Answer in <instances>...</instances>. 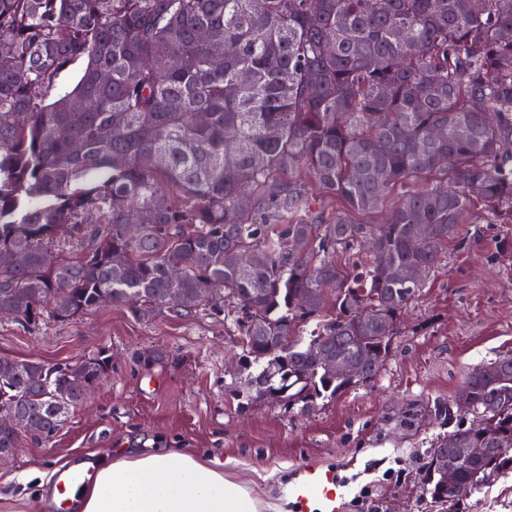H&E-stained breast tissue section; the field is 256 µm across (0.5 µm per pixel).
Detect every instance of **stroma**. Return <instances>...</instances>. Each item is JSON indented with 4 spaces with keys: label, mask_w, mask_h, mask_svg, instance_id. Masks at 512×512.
<instances>
[{
    "label": "stroma",
    "mask_w": 512,
    "mask_h": 512,
    "mask_svg": "<svg viewBox=\"0 0 512 512\" xmlns=\"http://www.w3.org/2000/svg\"><path fill=\"white\" fill-rule=\"evenodd\" d=\"M484 210L441 250L426 288L411 303L375 379L319 402L307 414L266 401L243 402L236 337L200 314L189 318L106 305L63 322L23 325L0 317V357L77 362L108 351L112 368L49 443L23 440L0 467V512H57L47 478L118 449L168 448L219 462L227 475L277 496L283 483L318 468L343 482V512L363 487L364 512H512V480L476 490L464 505L424 491V454L453 422L435 405L457 400L479 364L512 351V257L494 239L512 224ZM160 350L145 367L136 353Z\"/></svg>",
    "instance_id": "1"
}]
</instances>
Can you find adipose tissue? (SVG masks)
I'll return each mask as SVG.
<instances>
[{"label": "adipose tissue", "instance_id": "ef3b65f1", "mask_svg": "<svg viewBox=\"0 0 512 512\" xmlns=\"http://www.w3.org/2000/svg\"><path fill=\"white\" fill-rule=\"evenodd\" d=\"M294 483L265 501L200 457L154 448L101 461L72 498L79 512H288Z\"/></svg>", "mask_w": 512, "mask_h": 512}]
</instances>
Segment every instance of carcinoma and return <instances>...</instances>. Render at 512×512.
<instances>
[{"mask_svg":"<svg viewBox=\"0 0 512 512\" xmlns=\"http://www.w3.org/2000/svg\"><path fill=\"white\" fill-rule=\"evenodd\" d=\"M482 207L512 222V0H0V309L21 323L206 311L239 336L235 396L309 413L377 376ZM110 369L1 357L0 449L20 423L51 441ZM464 388L468 411L437 406L458 419L426 453L437 503L512 472V353ZM444 448L488 452L450 487Z\"/></svg>","mask_w":512,"mask_h":512,"instance_id":"cac0c4a2","label":"carcinoma"}]
</instances>
